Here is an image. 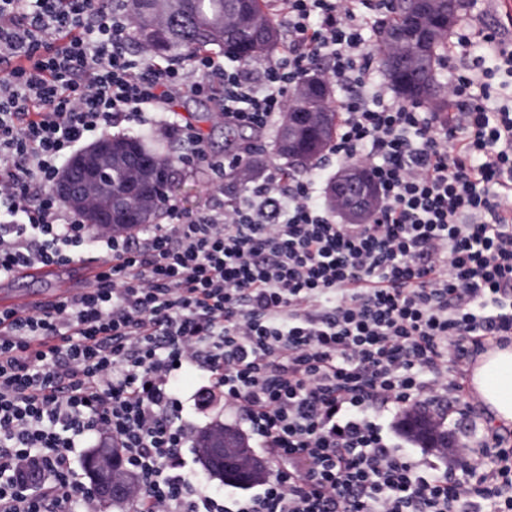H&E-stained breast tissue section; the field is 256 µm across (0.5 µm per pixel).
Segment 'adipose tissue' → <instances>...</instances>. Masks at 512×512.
Returning <instances> with one entry per match:
<instances>
[{"label":"adipose tissue","instance_id":"ef3b65f1","mask_svg":"<svg viewBox=\"0 0 512 512\" xmlns=\"http://www.w3.org/2000/svg\"><path fill=\"white\" fill-rule=\"evenodd\" d=\"M470 385L496 422L512 426V344L481 354L471 369Z\"/></svg>","mask_w":512,"mask_h":512}]
</instances>
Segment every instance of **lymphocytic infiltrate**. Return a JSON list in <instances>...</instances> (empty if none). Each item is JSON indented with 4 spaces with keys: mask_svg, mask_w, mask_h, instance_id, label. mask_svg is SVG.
Wrapping results in <instances>:
<instances>
[{
    "mask_svg": "<svg viewBox=\"0 0 512 512\" xmlns=\"http://www.w3.org/2000/svg\"><path fill=\"white\" fill-rule=\"evenodd\" d=\"M270 4L285 35L249 70L129 53L118 0H0V278L106 255L95 287L0 309V512H100L74 470L90 433L138 478L129 512H512V431L466 386L512 342V109L492 87L512 42L472 15L457 43L481 34L496 66L450 69L447 111L428 112L377 77L364 33L380 0ZM312 73L345 92L330 154L377 183L366 223L340 222L313 177L211 158L179 112L212 96L225 124L268 131ZM152 114L190 143L183 165L241 194L195 212L168 195L163 223L90 231L51 184L88 134ZM181 371L222 390L266 481L220 490L187 471ZM412 413L467 433L431 457L402 447L386 425Z\"/></svg>",
    "mask_w": 512,
    "mask_h": 512,
    "instance_id": "obj_1",
    "label": "lymphocytic infiltrate"
}]
</instances>
